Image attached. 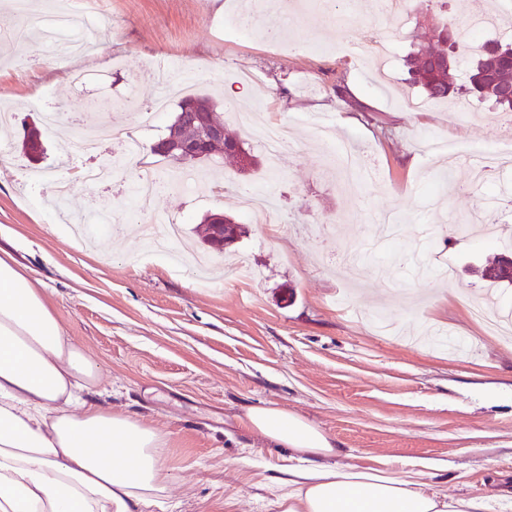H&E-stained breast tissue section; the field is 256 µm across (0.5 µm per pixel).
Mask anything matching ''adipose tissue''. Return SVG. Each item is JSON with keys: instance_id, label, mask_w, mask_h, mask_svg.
I'll return each instance as SVG.
<instances>
[{"instance_id": "adipose-tissue-1", "label": "adipose tissue", "mask_w": 512, "mask_h": 512, "mask_svg": "<svg viewBox=\"0 0 512 512\" xmlns=\"http://www.w3.org/2000/svg\"><path fill=\"white\" fill-rule=\"evenodd\" d=\"M99 383L30 273L0 251V512H144L155 499L163 440L100 404ZM246 418L303 463L281 512H489L486 498L449 500L409 474L330 466L335 445L298 414L255 407Z\"/></svg>"}]
</instances>
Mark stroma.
I'll use <instances>...</instances> for the list:
<instances>
[{"label": "stroma", "mask_w": 512, "mask_h": 512, "mask_svg": "<svg viewBox=\"0 0 512 512\" xmlns=\"http://www.w3.org/2000/svg\"><path fill=\"white\" fill-rule=\"evenodd\" d=\"M242 2L99 0L104 21L122 25L112 37V68L81 85L64 76L63 58L21 61L15 42L0 38V101L24 105L0 138L8 147L0 162V248L31 269L65 335L98 366L113 412L135 414L164 436L157 451L164 489L146 512H281L280 482L298 461L248 427L246 413L258 406L320 428L338 449L337 468L408 472L426 463L439 494L488 496L506 512L512 339L490 332L470 306L498 297L512 307V286L481 279L498 249L456 225L488 207L497 223L512 226V169L479 192L466 190L467 164L442 181L426 137L464 151L495 148L512 135V115L490 113L471 97L406 107L422 95L407 55L428 43L433 26L469 28L474 0L413 7L386 80L372 76L370 60L339 51L366 26L389 30L375 5L336 0L343 22L297 6L225 41L224 21ZM272 25L308 51H273L264 35ZM170 60L203 73L193 94L222 105L225 90L246 87L241 107L260 109L262 120L290 132L285 167L269 180L266 155L225 117L226 132L243 139L258 166L244 173L217 156L195 170L221 183L222 195L169 186L154 197L152 214L177 221L182 244L200 252L208 249L207 215L243 225L210 285L140 238V223L128 217L137 169L116 168L106 186L74 180L78 168L117 153L107 143L85 156L69 136V126L94 116L128 128L150 168L171 174V162L150 147L175 108L146 128L126 105L131 76ZM36 96L62 111L65 129L43 135L34 160L23 141L42 125L41 110L29 105ZM321 122L374 165L376 178L359 193L339 188ZM36 168L73 181L71 209L105 216L95 241L76 240L58 222L50 187L27 178ZM246 186L275 194L269 218L239 208L235 195ZM440 264L451 265L452 279L432 273Z\"/></svg>", "instance_id": "1"}]
</instances>
